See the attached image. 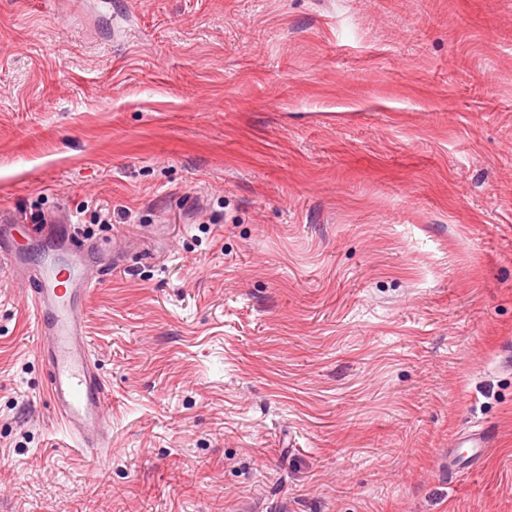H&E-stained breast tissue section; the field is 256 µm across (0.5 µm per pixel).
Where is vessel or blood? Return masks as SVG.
I'll list each match as a JSON object with an SVG mask.
<instances>
[{"instance_id":"vessel-or-blood-1","label":"vessel or blood","mask_w":512,"mask_h":512,"mask_svg":"<svg viewBox=\"0 0 512 512\" xmlns=\"http://www.w3.org/2000/svg\"><path fill=\"white\" fill-rule=\"evenodd\" d=\"M0 263L24 271L33 332L49 369V400L64 430L78 451L110 453L111 386L92 358L83 326L84 308L97 280L87 268L65 262L28 266L1 233Z\"/></svg>"}]
</instances>
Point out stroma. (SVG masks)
Listing matches in <instances>:
<instances>
[{"mask_svg":"<svg viewBox=\"0 0 512 512\" xmlns=\"http://www.w3.org/2000/svg\"><path fill=\"white\" fill-rule=\"evenodd\" d=\"M1 211L94 246L112 454L0 269V512H512V0H0Z\"/></svg>","mask_w":512,"mask_h":512,"instance_id":"35a3bbf8","label":"stroma"}]
</instances>
